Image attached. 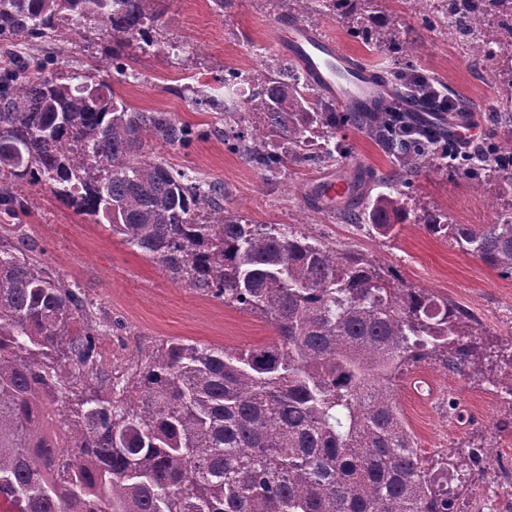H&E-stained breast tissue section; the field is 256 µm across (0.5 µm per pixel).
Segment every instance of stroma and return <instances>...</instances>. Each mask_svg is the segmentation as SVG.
Instances as JSON below:
<instances>
[{
    "label": "stroma",
    "instance_id": "obj_1",
    "mask_svg": "<svg viewBox=\"0 0 512 512\" xmlns=\"http://www.w3.org/2000/svg\"><path fill=\"white\" fill-rule=\"evenodd\" d=\"M392 21L407 53L425 72L434 74L449 95L476 102L494 98L487 72L475 58L465 57L460 38L428 26L412 0H377ZM280 17L272 0H235L230 12L215 11L213 0H166L157 38L163 47L125 58L127 76H120L102 47L78 40L63 57V73H95L119 98L140 111H162L182 123L207 129L208 137L190 148L158 141L147 146L149 158L222 183L224 205L258 224H304L305 230L338 249L380 256L404 283L448 299L471 312L482 343L491 353L483 377L428 370L436 396L416 398L401 387L399 401L413 430L418 453L427 459L446 454L464 459L469 448L489 449L483 475L461 467L455 488L461 512H512V498L503 486L512 473V409L503 401L498 380L512 371V277L500 275L450 241L405 225L397 238L386 240L358 230L321 207L314 195L323 169L287 162L276 181L248 166L224 148V114L201 105L197 89L220 96L224 71L249 76L277 57L275 25ZM321 31L341 46L361 54L379 73L392 59L367 52L351 26L340 16L323 18ZM180 48L171 55L167 46ZM339 140L351 148L343 167L387 171L388 156L365 134L350 129ZM504 179L494 174L481 185L460 178L453 168L424 169L411 191L415 208L435 210L452 224H489L505 208ZM17 190L31 205L16 214L0 212V234L25 238L33 257L54 275L76 283L85 292L97 321L112 326L100 337L101 349L120 353L133 363L162 340L180 338L214 347L244 348L271 341L266 319L225 305L189 281L174 279L165 268L122 242L108 224L94 222L56 199L44 184L20 182Z\"/></svg>",
    "mask_w": 512,
    "mask_h": 512
}]
</instances>
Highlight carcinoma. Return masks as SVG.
I'll return each mask as SVG.
<instances>
[{
    "instance_id": "carcinoma-1",
    "label": "carcinoma",
    "mask_w": 512,
    "mask_h": 512,
    "mask_svg": "<svg viewBox=\"0 0 512 512\" xmlns=\"http://www.w3.org/2000/svg\"><path fill=\"white\" fill-rule=\"evenodd\" d=\"M161 0H0V210L28 208L15 187L43 183L76 212L224 303L264 317L265 344L228 350L179 338L137 360L117 388L98 376L99 330L81 288L0 237V512H454L448 455L423 459L401 409L399 382L421 369L475 376L486 348L471 315L404 284L355 250H337L288 224H255L217 202L222 188L151 161V140L186 148L203 137L167 112L137 111L94 73L68 77L51 56L10 54L23 39L70 42L93 29L112 40V66L159 45ZM361 0H276L284 15H351ZM478 25L479 0H455ZM389 55V81L408 98L433 78L400 60L390 20L356 25ZM489 63L512 97V59ZM249 84L240 95L241 85ZM224 112L263 123L224 130V146L270 179L286 157L342 162L336 129L354 127L391 159L386 172L353 173L355 197L336 209L390 239L405 223L446 236L512 277V217L449 224L405 199L418 174L444 159L448 132L379 106L340 112L307 74L275 60L224 75ZM322 137L319 153L306 154ZM456 161L473 182L504 170ZM376 187L386 191L372 195Z\"/></svg>"
}]
</instances>
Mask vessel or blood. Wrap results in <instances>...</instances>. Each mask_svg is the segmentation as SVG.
<instances>
[{"label":"vessel or blood","instance_id":"vessel-or-blood-1","mask_svg":"<svg viewBox=\"0 0 512 512\" xmlns=\"http://www.w3.org/2000/svg\"><path fill=\"white\" fill-rule=\"evenodd\" d=\"M277 47L316 79L343 112H362L385 95L374 70L356 54L339 47L335 39L298 20L278 24ZM318 187L323 205L332 206L348 194L343 177H326Z\"/></svg>","mask_w":512,"mask_h":512}]
</instances>
